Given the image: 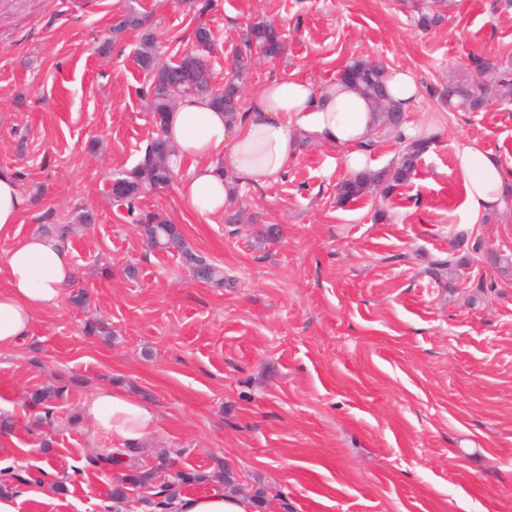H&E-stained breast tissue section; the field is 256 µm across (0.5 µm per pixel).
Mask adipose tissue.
<instances>
[{
    "mask_svg": "<svg viewBox=\"0 0 512 512\" xmlns=\"http://www.w3.org/2000/svg\"><path fill=\"white\" fill-rule=\"evenodd\" d=\"M380 126L372 102L353 84L335 79L314 84L303 78L273 80L251 90L244 111L230 114L208 99L187 95L169 112L165 135L172 158L191 162L192 175L179 187L186 212L207 219L224 213L240 187L264 188L279 181L300 141L341 151L343 167H370L369 145ZM453 167L461 177L464 200L460 221L480 223L504 210L512 195V171L477 137L454 145ZM15 173L0 169V235L8 234L29 209ZM0 351L30 336L36 314L59 307L76 272L69 244L40 233L12 244L0 257ZM96 434L117 449L145 440L157 416L153 408L122 390L105 387L83 406ZM177 512H260L256 500L220 490L178 496Z\"/></svg>",
    "mask_w": 512,
    "mask_h": 512,
    "instance_id": "1",
    "label": "adipose tissue"
}]
</instances>
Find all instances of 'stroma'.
Instances as JSON below:
<instances>
[{"label":"stroma","mask_w":512,"mask_h":512,"mask_svg":"<svg viewBox=\"0 0 512 512\" xmlns=\"http://www.w3.org/2000/svg\"><path fill=\"white\" fill-rule=\"evenodd\" d=\"M130 7L156 35L192 36L183 0H0V168L32 203L0 255L41 225H72L75 286L89 295L88 308L65 299L39 314L32 336L0 354L11 422L0 473L34 475L47 460L68 488L32 494L19 512H109L114 476L162 456L178 470L228 469L247 495L265 488L271 512H512V275L495 265L512 259V209L460 223L452 165L454 142L470 136L512 166V103L467 112L437 95L474 77L472 56L512 66V9L458 0L425 31L400 0H218L205 17L217 82L246 26L268 20L288 50L259 59L243 91L286 75L320 84L377 60L419 75L407 119L434 114L442 130L405 187L342 207L339 150L301 145L278 182L239 191L236 224L185 213L183 163L176 185L143 203L234 279L217 291L177 255L146 249L110 200L113 175L155 132L138 33L98 51ZM84 208L95 224L75 223ZM272 224L279 238L259 240ZM450 255L461 264L448 288L436 263ZM99 316L111 338L83 333ZM58 385L55 427L37 425L27 394ZM105 386L157 414L118 466L105 460L111 439L66 423Z\"/></svg>","instance_id":"1"}]
</instances>
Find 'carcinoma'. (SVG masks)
I'll use <instances>...</instances> for the list:
<instances>
[{
    "label": "carcinoma",
    "instance_id": "cac0c4a2",
    "mask_svg": "<svg viewBox=\"0 0 512 512\" xmlns=\"http://www.w3.org/2000/svg\"><path fill=\"white\" fill-rule=\"evenodd\" d=\"M443 4L445 0H433L429 5H413L421 29L428 31L443 23ZM146 22V17L129 8L113 20L112 38H118L127 30L143 28ZM273 30L274 26L266 22H256L247 27L241 37L243 48L236 49L233 55L235 76L219 88L212 84L210 53L214 50L215 37L207 24L201 21L193 29L191 45L183 49L176 63L162 60L160 41L152 33L143 35L137 51L138 65L148 77L147 95L151 98L152 118L159 133L147 144L136 167L118 177L125 189L113 198V204L126 214L129 223L139 228L148 247L177 254L194 278L215 289L224 288L223 269L194 250L179 225L159 212L145 209L141 199L147 192L173 182L176 168L170 161V145L164 135V119L165 113L174 107L177 96L194 94L210 99L216 107L226 112L240 111V84L251 69L250 51L260 50L266 57L273 59L285 49L284 42L280 36L273 35ZM472 65L479 76L489 74L491 78L485 82L467 78L452 80L437 91L438 96L468 112L481 111L492 99L506 100L512 96V72L504 69L502 62L475 56ZM385 76L383 65L362 59L352 61L340 73V79L354 84L373 99L381 115L382 128L395 130L397 126L390 121L395 108L388 101ZM422 153L423 149L409 145L391 167L350 176L337 187V203H350L376 191L386 196L405 186L414 177ZM63 390L62 386L34 390L28 395V404L43 413L47 420L52 415L55 400L62 396ZM157 477L158 472L155 470L126 474L120 479L119 487L112 489L111 498L121 502L128 490L136 489L142 492L140 502L151 512H169L182 486L203 480L202 475L188 471H178L161 482L157 481Z\"/></svg>",
    "mask_w": 512,
    "mask_h": 512
}]
</instances>
